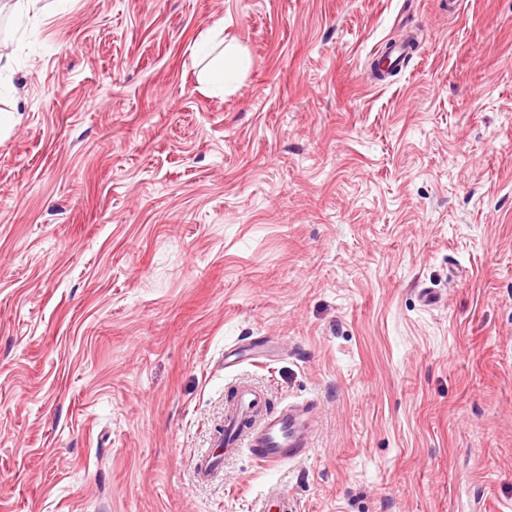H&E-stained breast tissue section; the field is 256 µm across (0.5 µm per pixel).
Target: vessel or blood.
Wrapping results in <instances>:
<instances>
[{"label":"vessel or blood","mask_w":512,"mask_h":512,"mask_svg":"<svg viewBox=\"0 0 512 512\" xmlns=\"http://www.w3.org/2000/svg\"><path fill=\"white\" fill-rule=\"evenodd\" d=\"M413 51L410 42L387 44L380 51L392 68L403 67ZM225 448L248 451L262 466H278L301 457L311 441V425L297 410H268L262 394L239 388L224 415L220 436Z\"/></svg>","instance_id":"b4317fda"}]
</instances>
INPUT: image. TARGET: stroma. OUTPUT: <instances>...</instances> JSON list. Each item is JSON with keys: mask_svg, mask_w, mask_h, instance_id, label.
I'll return each mask as SVG.
<instances>
[{"mask_svg": "<svg viewBox=\"0 0 512 512\" xmlns=\"http://www.w3.org/2000/svg\"><path fill=\"white\" fill-rule=\"evenodd\" d=\"M0 56V512H512V0H0ZM243 383L313 444L199 481ZM413 50L412 44L407 40L399 44L384 45L378 56L387 60L392 69H401Z\"/></svg>", "mask_w": 512, "mask_h": 512, "instance_id": "1", "label": "stroma"}]
</instances>
